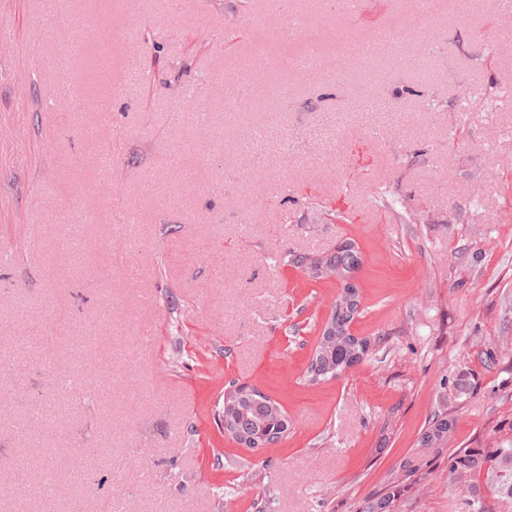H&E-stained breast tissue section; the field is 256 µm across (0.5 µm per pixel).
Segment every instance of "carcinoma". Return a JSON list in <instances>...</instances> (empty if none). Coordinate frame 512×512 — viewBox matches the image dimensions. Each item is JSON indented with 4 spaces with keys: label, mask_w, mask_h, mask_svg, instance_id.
Instances as JSON below:
<instances>
[{
    "label": "carcinoma",
    "mask_w": 512,
    "mask_h": 512,
    "mask_svg": "<svg viewBox=\"0 0 512 512\" xmlns=\"http://www.w3.org/2000/svg\"><path fill=\"white\" fill-rule=\"evenodd\" d=\"M306 271L314 280L336 282V296L315 352L308 366V381L316 383L340 377L369 353V343L352 334L350 326L360 313V291L354 283L361 266L356 245L344 240L319 256L306 261ZM224 430L247 448H258L288 435V415L265 393L245 384H230L224 391ZM455 418L439 414L421 435L420 446L433 452L448 451V478L463 501L465 512H492L484 502L470 497L481 476L497 485L499 496L512 501V447L453 448ZM398 486L384 493L360 512H395Z\"/></svg>",
    "instance_id": "1"
}]
</instances>
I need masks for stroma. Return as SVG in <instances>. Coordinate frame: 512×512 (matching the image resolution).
<instances>
[{"label":"stroma","mask_w":512,"mask_h":512,"mask_svg":"<svg viewBox=\"0 0 512 512\" xmlns=\"http://www.w3.org/2000/svg\"><path fill=\"white\" fill-rule=\"evenodd\" d=\"M346 238L370 352L312 384L339 288L296 259ZM0 251V512H106L121 478L123 512H358L413 464L396 512H461L420 436L512 440V0H0ZM233 382L288 435L225 434Z\"/></svg>","instance_id":"35a3bbf8"}]
</instances>
